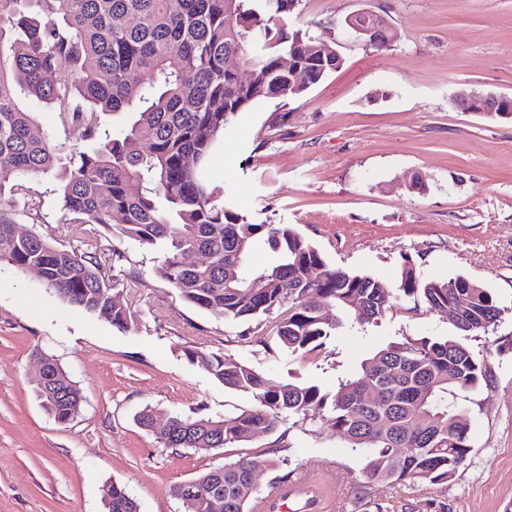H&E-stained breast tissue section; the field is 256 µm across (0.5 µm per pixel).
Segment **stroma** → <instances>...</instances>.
Listing matches in <instances>:
<instances>
[{"label": "stroma", "mask_w": 512, "mask_h": 512, "mask_svg": "<svg viewBox=\"0 0 512 512\" xmlns=\"http://www.w3.org/2000/svg\"><path fill=\"white\" fill-rule=\"evenodd\" d=\"M361 9L390 20L391 47L375 50L345 32L343 19ZM285 27L337 42L344 64L284 107V130L269 126L283 108L273 100L233 119L209 172L229 202L248 223L291 225L329 263L355 273L393 284L409 258L427 277L476 279L503 313L469 341L493 383L470 396L473 453L447 486L369 482L363 455L309 419L244 443L281 462L259 468L258 494L304 474L321 489L319 512H512V120L453 103L463 88L512 97V0H301ZM414 174L422 189L407 188ZM27 185L40 202L32 229L41 237L123 252L112 294L135 323L118 331L47 292L35 275L0 270V512H105L113 483L128 487L140 512H180L171 487L223 465L225 452L161 447L138 414L151 409L161 424L173 412L254 406L251 395L190 363L185 349L329 391L390 342L455 333L446 314L397 301L379 323L344 326L315 353L289 354L274 320L258 328L186 303L154 274L145 250L101 226L66 223L43 175ZM254 330L265 345L245 341ZM43 352L81 390L69 424L56 423L35 395Z\"/></svg>", "instance_id": "1"}]
</instances>
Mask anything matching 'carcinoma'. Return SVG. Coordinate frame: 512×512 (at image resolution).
Segmentation results:
<instances>
[{"label": "carcinoma", "instance_id": "1", "mask_svg": "<svg viewBox=\"0 0 512 512\" xmlns=\"http://www.w3.org/2000/svg\"><path fill=\"white\" fill-rule=\"evenodd\" d=\"M51 0H0V267L34 273L67 304L118 330L134 322L113 300L97 252L58 247L38 234L17 233L24 218L37 220L39 202L26 177L40 173L55 184L74 224H97L155 253L154 272L187 303L232 321L275 317L277 338L292 354L325 345L346 322L374 324L392 301L420 300L431 311L468 299L457 335L406 337L362 361L360 371L325 392L310 382L273 384L251 366L221 353L184 349L225 388L250 394L255 405L210 417L178 412L165 448L209 452L236 448L286 420L321 418L350 448L363 454L373 482L444 486L473 451L471 412L462 394L492 385L483 355L467 340L488 333L504 312L478 281L463 275H421L404 259L400 282L330 266L288 224H249L224 203V188L206 168L231 120L263 100L304 96L336 71L331 58H302L294 46L322 42L282 20L301 0H67L62 17ZM235 54L252 72L243 80L226 66ZM289 65H283V61ZM307 83L289 87V69ZM54 105L62 122L84 131V145L67 149L40 127L35 103ZM127 113L120 134L104 130L101 115ZM195 158L191 168L186 157ZM263 239L276 263L249 265ZM201 251L206 264L187 266ZM318 269L310 275L312 269ZM255 279L261 287H251ZM319 296L330 315L306 303ZM36 384L43 407L60 424L77 416L82 395L57 359ZM261 463L241 457L197 477L194 495L174 485L181 512H211L213 492H224V512H257L251 471ZM106 512H139L125 486L114 483Z\"/></svg>", "mask_w": 512, "mask_h": 512}]
</instances>
